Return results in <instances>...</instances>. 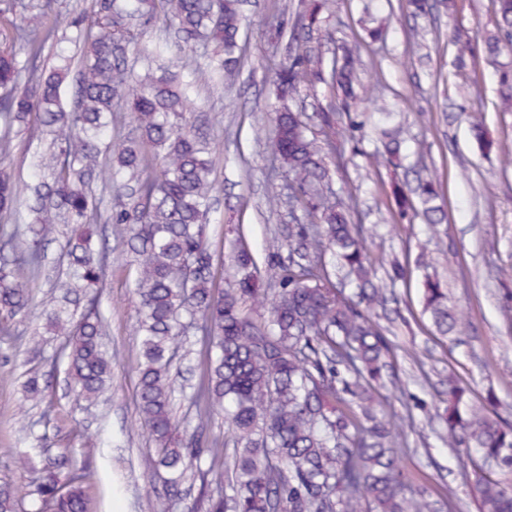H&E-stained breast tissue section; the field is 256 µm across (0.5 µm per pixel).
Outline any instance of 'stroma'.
<instances>
[{
	"label": "stroma",
	"mask_w": 512,
	"mask_h": 512,
	"mask_svg": "<svg viewBox=\"0 0 512 512\" xmlns=\"http://www.w3.org/2000/svg\"><path fill=\"white\" fill-rule=\"evenodd\" d=\"M431 2V13L415 18L404 13L400 0H342L321 31L297 41L299 0H243L245 64L229 86L198 75L195 122L217 143L209 247L222 288L232 274L233 246L251 250L259 267H266L265 239L287 237L289 225L305 221L284 207L269 212L265 203L284 183L270 174L278 69L306 49L327 62L334 47L362 43L363 102L354 114L337 112V152L326 162L336 199L361 225L378 275L395 257L408 268L386 308L374 316L391 344L397 378L378 395L386 414L416 419L400 444L411 485L434 495L453 486L448 512H478L472 491L476 457L449 447L434 413L452 376L472 387L473 402L493 398L497 414L512 423V326L502 318L503 308L512 307V278L501 276L512 271V164L503 161L512 155V111L503 109L499 94L503 72L512 73V45L502 44L497 60L486 54L485 40L496 31L494 0H455L451 12L440 0ZM383 19L386 39L372 42L368 31ZM459 39L473 45L463 58L455 50ZM377 94L389 101L390 115L369 106ZM477 125L496 150L481 148L473 133ZM397 126L404 131L400 167L369 166L368 156L382 146L381 130ZM419 174L431 177L440 194L445 219L433 228L423 216L406 222L397 215L393 180ZM105 234L112 253L98 308L106 319L111 385L96 400L75 406L57 358L63 337L34 314L17 323L13 335H0V483L30 491L45 451L70 448L84 476L86 512H146L148 498L162 493L163 478L141 466L153 442L140 425L136 398V266L122 252L121 230L109 225ZM431 269L445 282L448 304L459 315L445 337L423 310V281ZM33 374L49 383L38 406L24 400V383Z\"/></svg>",
	"instance_id": "35a3bbf8"
}]
</instances>
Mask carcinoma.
I'll list each match as a JSON object with an SVG mask.
<instances>
[{
    "label": "carcinoma",
    "mask_w": 512,
    "mask_h": 512,
    "mask_svg": "<svg viewBox=\"0 0 512 512\" xmlns=\"http://www.w3.org/2000/svg\"><path fill=\"white\" fill-rule=\"evenodd\" d=\"M339 0H320L307 31L321 14H336ZM497 34L489 54L512 41V0H496ZM162 22L183 48L207 49L206 67L233 77L244 25L239 0H90L88 11L63 12L54 0H0V335L31 304V283L48 262L45 245H59L63 272L55 287L65 298L87 300L75 319L63 305L43 311L46 324L65 336L60 359L75 400L97 398L112 370L102 342L95 288L102 282L106 240L99 224H123L124 250L137 257L136 288L140 362L136 397L143 427L155 452L145 471L166 474L163 494L148 500V512H169L175 499L185 512H439L425 489L408 488L398 439L415 418L377 409L375 383L389 367L390 347L372 320L386 301L389 283L378 278L360 241V231L339 209L330 187L325 152L336 150V109L316 113L324 145L307 135L303 113L291 107L318 83L329 86L346 110L362 66L361 43L340 47L329 67L308 53L281 66L274 94L273 168L285 173L288 197L305 224H295L288 244L273 235L266 249L274 262L270 295L257 286L259 268L240 248L232 257L235 277L213 288L216 267L208 245L215 183L213 140L195 129L197 103L189 86L137 67L138 56L160 55L141 42ZM48 53L40 73L31 60ZM75 78L73 103L63 86ZM129 104L136 136L116 131L118 102ZM50 136L47 149L32 155V176L21 179L3 165L10 136L31 120ZM402 139L369 157L379 167L399 155ZM268 195V210L283 204ZM402 216L423 206L427 224L441 223L433 182L393 185ZM288 247L287 258L281 250ZM334 252L357 283V299L327 287L322 255ZM424 309L446 335L456 322L446 289L436 278L423 288ZM262 307L257 322L250 309ZM212 353L205 377L192 394L196 425L180 430L171 406V366L188 356L186 324ZM448 407L441 415L448 447L474 449L480 461L512 470V425L493 415L491 404L470 402V390L448 379ZM224 413L234 454L226 483L207 480L202 459L215 454L205 441L206 424ZM83 475L70 450L48 457L34 495L35 512H85ZM200 482L198 495L184 497L185 484ZM479 512H512V485L476 473ZM0 512H19L16 488L0 484Z\"/></svg>",
    "instance_id": "cac0c4a2"
}]
</instances>
